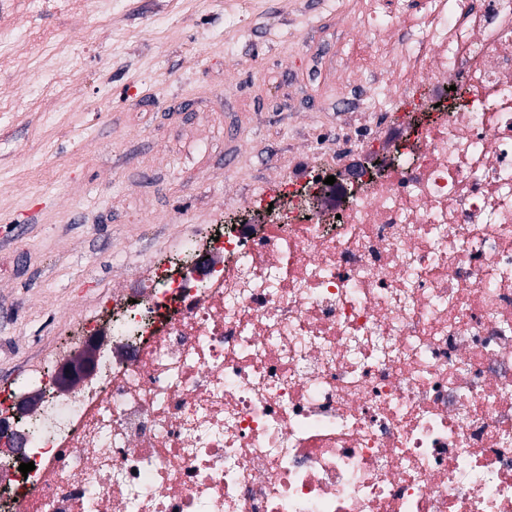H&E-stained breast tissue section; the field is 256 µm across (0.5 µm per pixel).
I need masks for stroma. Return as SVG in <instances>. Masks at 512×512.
<instances>
[{
  "label": "stroma",
  "instance_id": "35a3bbf8",
  "mask_svg": "<svg viewBox=\"0 0 512 512\" xmlns=\"http://www.w3.org/2000/svg\"><path fill=\"white\" fill-rule=\"evenodd\" d=\"M84 0L42 9L28 61L0 70V383L38 368L73 313L128 288L134 262L170 255L215 224L255 226L239 198L304 176L343 130L307 79L308 25L349 65L328 27L341 0Z\"/></svg>",
  "mask_w": 512,
  "mask_h": 512
}]
</instances>
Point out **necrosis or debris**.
<instances>
[{
	"mask_svg": "<svg viewBox=\"0 0 512 512\" xmlns=\"http://www.w3.org/2000/svg\"><path fill=\"white\" fill-rule=\"evenodd\" d=\"M358 16L343 111L436 81L400 161L337 214L278 183L260 234L194 239L73 320L72 392L52 362L0 386V512H512V0Z\"/></svg>",
	"mask_w": 512,
	"mask_h": 512,
	"instance_id": "1",
	"label": "necrosis or debris"
}]
</instances>
